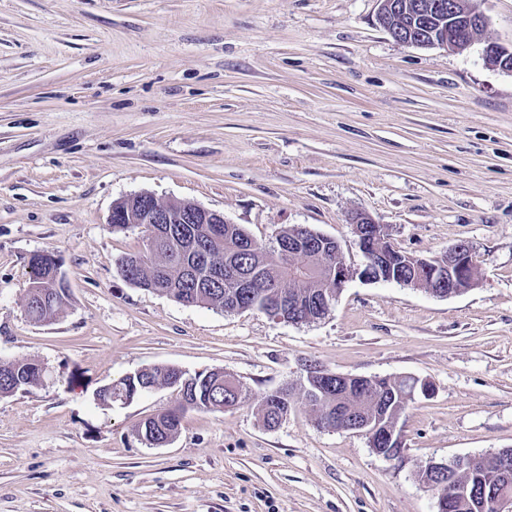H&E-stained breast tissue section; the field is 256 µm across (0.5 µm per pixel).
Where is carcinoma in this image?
I'll use <instances>...</instances> for the list:
<instances>
[{
	"label": "carcinoma",
	"instance_id": "carcinoma-1",
	"mask_svg": "<svg viewBox=\"0 0 512 512\" xmlns=\"http://www.w3.org/2000/svg\"><path fill=\"white\" fill-rule=\"evenodd\" d=\"M158 230L160 248L152 257L138 265L128 255L119 259L120 266L134 265V272L128 278L130 283L151 291L164 290L183 304H208L264 314L275 304L278 289L264 281L271 266L266 248L253 243L240 225L162 224ZM306 257L305 268H286L281 275L288 277V284L296 292L309 297L324 284L318 274L319 252L313 251ZM56 262L58 257L49 252L37 253L30 260L32 288L27 290L26 309L35 321L49 317L41 293L49 295L53 289L64 287V282L56 280L52 273ZM232 265L263 278L254 288L253 295L243 294L242 289L228 281L224 271ZM38 376L39 368L32 363L15 361L0 365V396L28 390ZM172 384L176 385L178 393L190 400L185 404L178 403L175 408L138 428V434L154 446L175 436L186 411L212 412L231 395L224 387V374L201 372L187 379L175 367H154L127 375L112 382V392L131 397L155 385ZM304 391L316 409L318 421L339 426L369 420L385 423L403 408L406 400L402 395L407 393L405 380L387 378L376 380L370 387L355 379L333 380L324 398L319 388L309 383L304 384ZM289 406V399L269 393L263 397L258 412L264 424L269 426L287 416ZM466 479L480 491L493 487L500 492L512 493V476L502 474L497 461L490 456L476 460Z\"/></svg>",
	"mask_w": 512,
	"mask_h": 512
}]
</instances>
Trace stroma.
I'll use <instances>...</instances> for the list:
<instances>
[{
    "label": "stroma",
    "instance_id": "1",
    "mask_svg": "<svg viewBox=\"0 0 512 512\" xmlns=\"http://www.w3.org/2000/svg\"><path fill=\"white\" fill-rule=\"evenodd\" d=\"M463 52L396 41L377 0H0V362L50 380L0 397V512H438L425 462L512 448V0ZM147 192L224 214L258 242L301 225L362 254L369 213L426 259L465 242L476 286L451 297L359 277L324 319L186 305L136 287L118 261L146 249L114 204ZM62 261L63 311L33 321L30 259ZM418 377L397 418L399 459L320 428L304 366ZM169 365L221 370L248 397L189 411L155 447L138 425L178 401L97 390ZM290 386L287 417L257 408Z\"/></svg>",
    "mask_w": 512,
    "mask_h": 512
}]
</instances>
